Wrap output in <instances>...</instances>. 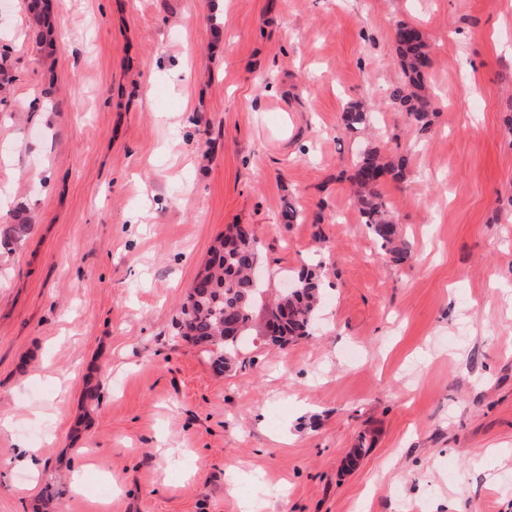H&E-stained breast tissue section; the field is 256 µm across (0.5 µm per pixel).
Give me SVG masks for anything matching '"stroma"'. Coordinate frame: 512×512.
<instances>
[{"label": "stroma", "mask_w": 512, "mask_h": 512, "mask_svg": "<svg viewBox=\"0 0 512 512\" xmlns=\"http://www.w3.org/2000/svg\"><path fill=\"white\" fill-rule=\"evenodd\" d=\"M214 2L50 0L52 53L0 13V225L31 221L0 243V512H512V0ZM400 21L425 131L387 98ZM365 147L408 158L398 262L351 200ZM232 224L325 304L219 371L176 322ZM395 51L406 80L389 89L392 104L406 111L407 116L427 130L431 115L436 112L431 97L424 93L430 52L422 32L414 25L400 21L394 29Z\"/></svg>", "instance_id": "35a3bbf8"}]
</instances>
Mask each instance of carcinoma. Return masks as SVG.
<instances>
[{"label":"carcinoma","instance_id":"1","mask_svg":"<svg viewBox=\"0 0 512 512\" xmlns=\"http://www.w3.org/2000/svg\"><path fill=\"white\" fill-rule=\"evenodd\" d=\"M28 11L37 27L36 43L42 47L54 45L42 0H28ZM394 43L405 80L390 87L389 100L426 130L436 112L424 86L431 62L428 44L416 26L403 21L395 26ZM343 121L347 130L355 132L370 124L371 114L354 105L344 113ZM406 165L404 156L387 160L378 151L365 148L353 161L350 175L362 223L385 253L395 257L403 253V242L395 217L383 200L381 186L397 179ZM259 262L260 243L255 231L245 233L234 224L219 240L187 293L177 322L178 333L203 346V352L219 366L238 354L242 337L263 334L262 324L255 320L258 310H264L265 317L276 323L277 336L266 340L272 346L310 335L319 314L323 288L314 270L302 268L293 287L279 293L270 304L266 289L251 277Z\"/></svg>","mask_w":512,"mask_h":512}]
</instances>
